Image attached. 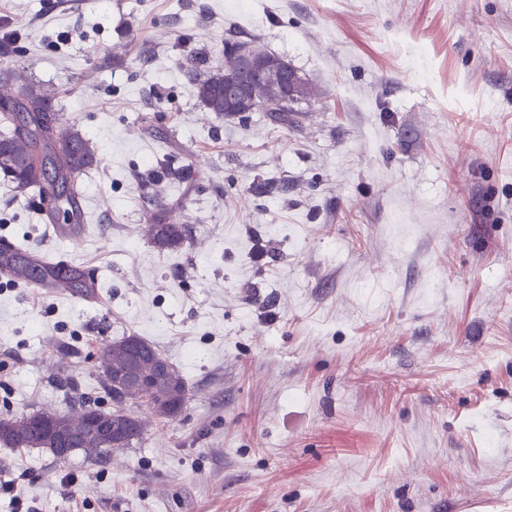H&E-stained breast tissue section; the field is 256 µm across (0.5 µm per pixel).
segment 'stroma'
I'll list each match as a JSON object with an SVG mask.
<instances>
[{"label": "stroma", "instance_id": "obj_1", "mask_svg": "<svg viewBox=\"0 0 512 512\" xmlns=\"http://www.w3.org/2000/svg\"><path fill=\"white\" fill-rule=\"evenodd\" d=\"M1 30L0 90L99 162L70 240L0 179V241L102 284L0 279V418L112 410L131 334L188 400L128 404L147 429L102 462L0 444V512H512V0H0ZM230 36L308 83L292 124L196 96ZM153 243L161 249L177 250L187 239V230L182 224H153Z\"/></svg>", "mask_w": 512, "mask_h": 512}]
</instances>
